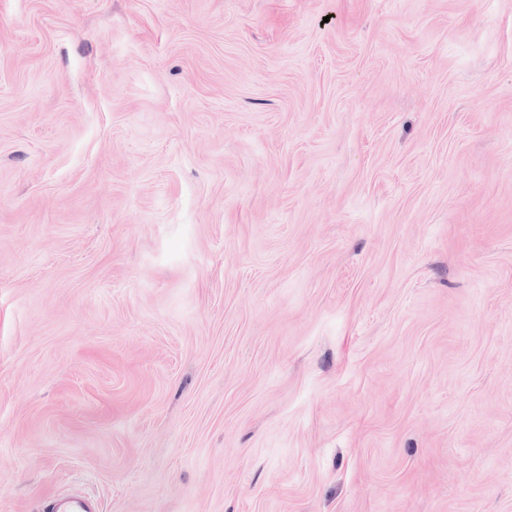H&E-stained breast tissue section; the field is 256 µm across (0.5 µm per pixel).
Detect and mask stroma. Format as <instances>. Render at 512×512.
<instances>
[{
    "instance_id": "obj_1",
    "label": "stroma",
    "mask_w": 512,
    "mask_h": 512,
    "mask_svg": "<svg viewBox=\"0 0 512 512\" xmlns=\"http://www.w3.org/2000/svg\"><path fill=\"white\" fill-rule=\"evenodd\" d=\"M512 512V0H0V512Z\"/></svg>"
}]
</instances>
